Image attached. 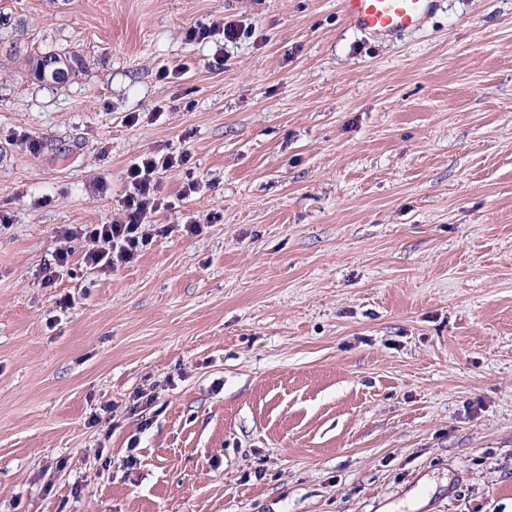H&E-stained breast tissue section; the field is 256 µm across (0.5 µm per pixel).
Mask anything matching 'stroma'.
<instances>
[{"label":"stroma","instance_id":"obj_1","mask_svg":"<svg viewBox=\"0 0 512 512\" xmlns=\"http://www.w3.org/2000/svg\"><path fill=\"white\" fill-rule=\"evenodd\" d=\"M166 148L150 243L80 270ZM1 215L0 512H512V0H0ZM438 0H342L353 29L369 35H400L420 28L437 10ZM215 30H221L224 34V41L233 43L238 38H240L241 29L234 22H224V19H221L220 22H212L209 26H200L198 28H192L189 32V37L191 40L197 42H204L213 35Z\"/></svg>","mask_w":512,"mask_h":512}]
</instances>
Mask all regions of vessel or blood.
I'll list each match as a JSON object with an SVG mask.
<instances>
[{"label":"vessel or blood","instance_id":"b4317fda","mask_svg":"<svg viewBox=\"0 0 512 512\" xmlns=\"http://www.w3.org/2000/svg\"><path fill=\"white\" fill-rule=\"evenodd\" d=\"M353 29L369 35H399L420 28L437 10L438 0H342Z\"/></svg>","mask_w":512,"mask_h":512}]
</instances>
